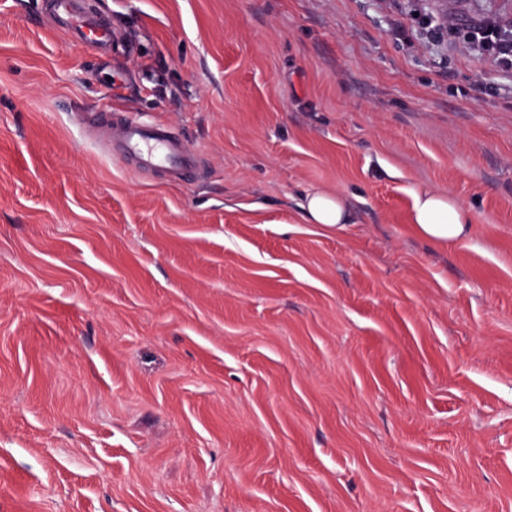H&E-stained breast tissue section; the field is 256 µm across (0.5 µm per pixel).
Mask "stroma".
Segmentation results:
<instances>
[{
    "mask_svg": "<svg viewBox=\"0 0 512 512\" xmlns=\"http://www.w3.org/2000/svg\"><path fill=\"white\" fill-rule=\"evenodd\" d=\"M48 3L0 0V512H512V0H82L102 54ZM468 39L478 49L493 51L502 65L512 68V39L502 38L494 27L481 24L469 32ZM111 130L113 152L130 161L135 169H159L170 180L193 183L199 168L197 158L168 124L128 114ZM298 207L309 224L317 225L327 234H341L348 228V205L343 196L322 189L306 192ZM413 231L420 239L442 249L469 238L470 210L449 193L414 191L410 213Z\"/></svg>",
    "mask_w": 512,
    "mask_h": 512,
    "instance_id": "stroma-1",
    "label": "stroma"
}]
</instances>
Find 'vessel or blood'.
<instances>
[{
  "mask_svg": "<svg viewBox=\"0 0 512 512\" xmlns=\"http://www.w3.org/2000/svg\"><path fill=\"white\" fill-rule=\"evenodd\" d=\"M52 2L72 39L100 50L111 43V29L87 17L78 0ZM112 132L113 152L130 161L136 169H159L170 180L180 183L194 181L199 168L197 158L168 124L128 114L115 123Z\"/></svg>",
  "mask_w": 512,
  "mask_h": 512,
  "instance_id": "vessel-or-blood-1",
  "label": "vessel or blood"
}]
</instances>
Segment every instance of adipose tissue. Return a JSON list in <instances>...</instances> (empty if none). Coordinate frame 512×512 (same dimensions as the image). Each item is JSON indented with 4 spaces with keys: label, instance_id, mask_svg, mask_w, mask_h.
Returning <instances> with one entry per match:
<instances>
[{
    "label": "adipose tissue",
    "instance_id": "1",
    "mask_svg": "<svg viewBox=\"0 0 512 512\" xmlns=\"http://www.w3.org/2000/svg\"><path fill=\"white\" fill-rule=\"evenodd\" d=\"M299 207L307 223L325 233L338 235L348 228L350 212L340 194L312 189ZM410 223L417 237L442 249L466 241L472 227L469 209L450 194L437 191L414 192Z\"/></svg>",
    "mask_w": 512,
    "mask_h": 512
}]
</instances>
